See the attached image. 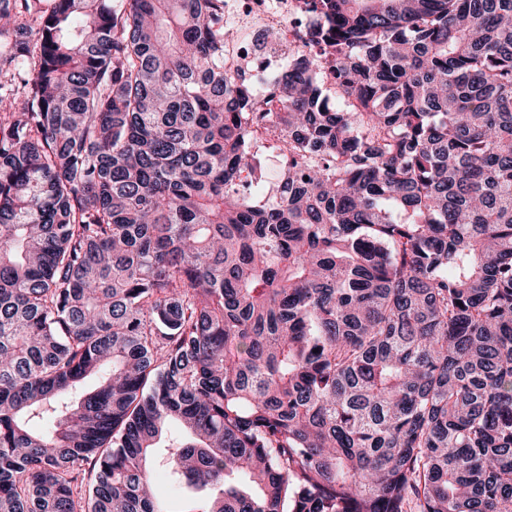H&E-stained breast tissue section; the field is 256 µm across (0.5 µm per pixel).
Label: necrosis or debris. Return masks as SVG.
Wrapping results in <instances>:
<instances>
[{
    "label": "necrosis or debris",
    "mask_w": 512,
    "mask_h": 512,
    "mask_svg": "<svg viewBox=\"0 0 512 512\" xmlns=\"http://www.w3.org/2000/svg\"><path fill=\"white\" fill-rule=\"evenodd\" d=\"M310 22L302 0H224V24L238 33L224 45V67L249 84L259 106H266Z\"/></svg>",
    "instance_id": "1"
}]
</instances>
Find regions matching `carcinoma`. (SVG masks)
Instances as JSON below:
<instances>
[{"label":"carcinoma","mask_w":512,"mask_h":512,"mask_svg":"<svg viewBox=\"0 0 512 512\" xmlns=\"http://www.w3.org/2000/svg\"><path fill=\"white\" fill-rule=\"evenodd\" d=\"M303 2L0 0V512H512V0ZM303 0H224V27L238 32L224 43V68L242 77L263 109L311 19ZM250 145L256 163L258 164V166L262 167L265 170L266 191L268 187L270 185H273L275 181L277 171L279 170L280 167L281 156H284L286 159H288V152L282 149V145L280 142L271 140L268 137H266L261 129H254V132L250 139ZM270 151H276L280 159L274 155H270L269 158L267 159V154Z\"/></svg>","instance_id":"cac0c4a2"}]
</instances>
